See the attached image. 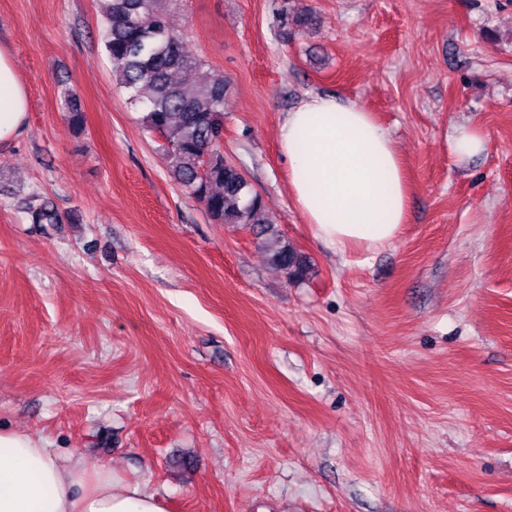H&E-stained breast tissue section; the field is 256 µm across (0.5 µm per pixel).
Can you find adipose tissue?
I'll return each instance as SVG.
<instances>
[{
    "label": "adipose tissue",
    "mask_w": 512,
    "mask_h": 512,
    "mask_svg": "<svg viewBox=\"0 0 512 512\" xmlns=\"http://www.w3.org/2000/svg\"><path fill=\"white\" fill-rule=\"evenodd\" d=\"M26 86L0 44V145L25 127ZM277 142L291 173L289 195L314 238L343 250L390 242L406 221L408 194L390 133L357 104L311 94L287 112ZM0 512H167L163 498L81 455L0 430Z\"/></svg>",
    "instance_id": "obj_1"
}]
</instances>
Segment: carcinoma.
Masks as SVG:
<instances>
[{"label":"carcinoma","mask_w":512,"mask_h":512,"mask_svg":"<svg viewBox=\"0 0 512 512\" xmlns=\"http://www.w3.org/2000/svg\"><path fill=\"white\" fill-rule=\"evenodd\" d=\"M102 42L112 61L116 85L129 101L143 106L145 130L157 135L158 153L180 186L203 204L217 224H254L261 245L276 267L288 276L304 275L307 266L265 213L245 175L224 160L218 148L224 133V98L230 81L208 73L192 85L176 80L202 60L188 53L175 24L181 0H100ZM33 224L60 223L48 202L28 211Z\"/></svg>","instance_id":"cac0c4a2"}]
</instances>
